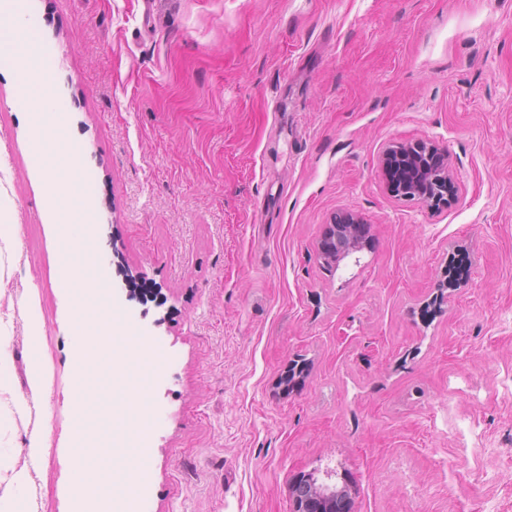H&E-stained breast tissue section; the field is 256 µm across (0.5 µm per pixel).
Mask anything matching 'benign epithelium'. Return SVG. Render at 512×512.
Listing matches in <instances>:
<instances>
[{"label": "benign epithelium", "instance_id": "benign-epithelium-1", "mask_svg": "<svg viewBox=\"0 0 512 512\" xmlns=\"http://www.w3.org/2000/svg\"><path fill=\"white\" fill-rule=\"evenodd\" d=\"M379 164L389 193L405 200H416L428 207L450 206L458 200V186L447 149L432 141H406L387 144ZM370 225L357 213L337 212L318 246L326 263H336L365 248ZM306 483L309 493H289L290 512H356V490L347 480L339 488L315 484L313 473L298 475L289 484Z\"/></svg>", "mask_w": 512, "mask_h": 512}]
</instances>
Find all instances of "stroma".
<instances>
[{
    "mask_svg": "<svg viewBox=\"0 0 512 512\" xmlns=\"http://www.w3.org/2000/svg\"><path fill=\"white\" fill-rule=\"evenodd\" d=\"M48 79L93 177L96 259L130 331L91 383L142 417L129 497L150 512H289L330 467L357 512H512V0H23ZM0 72V386L10 468L30 427L20 306L51 368L35 512H71L73 296L65 227ZM447 148L455 204L391 196V142ZM370 242L332 268L331 216ZM470 276L436 284L450 253ZM126 371L114 353L140 340ZM299 385L280 378L296 356Z\"/></svg>",
    "mask_w": 512,
    "mask_h": 512,
    "instance_id": "35a3bbf8",
    "label": "stroma"
}]
</instances>
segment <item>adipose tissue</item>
<instances>
[{"label":"adipose tissue","mask_w":512,"mask_h":512,"mask_svg":"<svg viewBox=\"0 0 512 512\" xmlns=\"http://www.w3.org/2000/svg\"><path fill=\"white\" fill-rule=\"evenodd\" d=\"M25 336L30 359V393L21 398L17 409L21 414L34 420L35 427L28 438L27 466L0 469V512H31L29 499L33 478L30 467L38 463L45 452L44 433L48 419L43 409V398L50 384V372L42 356V336L40 317L34 301L24 305Z\"/></svg>","instance_id":"1"}]
</instances>
